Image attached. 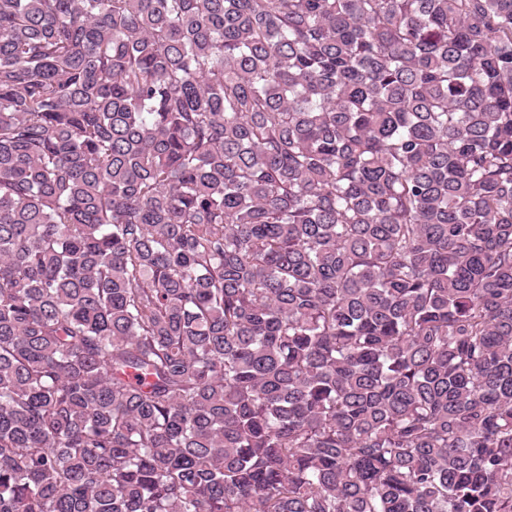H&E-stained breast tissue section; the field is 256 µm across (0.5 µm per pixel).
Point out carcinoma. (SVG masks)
Listing matches in <instances>:
<instances>
[{"label":"carcinoma","mask_w":512,"mask_h":512,"mask_svg":"<svg viewBox=\"0 0 512 512\" xmlns=\"http://www.w3.org/2000/svg\"><path fill=\"white\" fill-rule=\"evenodd\" d=\"M0 512H512V0H0Z\"/></svg>","instance_id":"obj_1"}]
</instances>
